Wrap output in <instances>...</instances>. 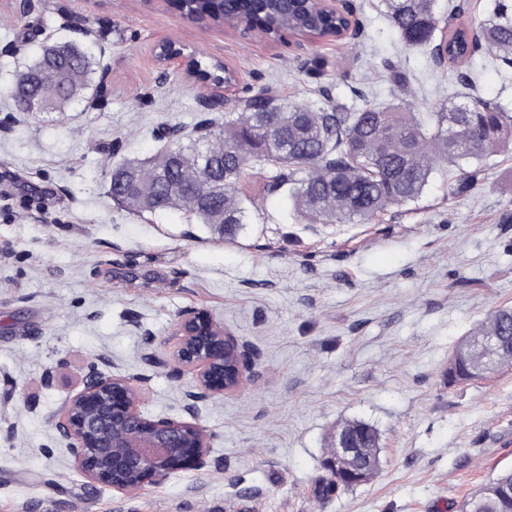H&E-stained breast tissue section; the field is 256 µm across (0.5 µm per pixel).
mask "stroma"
Segmentation results:
<instances>
[{
  "instance_id": "obj_1",
  "label": "stroma",
  "mask_w": 512,
  "mask_h": 512,
  "mask_svg": "<svg viewBox=\"0 0 512 512\" xmlns=\"http://www.w3.org/2000/svg\"><path fill=\"white\" fill-rule=\"evenodd\" d=\"M352 5L356 37L271 42L201 28L162 0H0V512H458L512 468V368L449 382L457 342L512 307V154L469 192L431 185L377 224H306L285 203L226 240L186 212L125 211L112 165L155 154L167 127L193 126L203 97L270 87L291 101L390 99L389 69L415 73V111L460 100L464 83L407 48L381 0ZM75 39L94 54L102 99L52 118L10 108L36 46ZM181 44L228 87L190 80L155 47ZM476 92L512 113V74L475 56ZM204 311L251 362L241 392L197 397L191 373L160 365L183 314ZM137 377L149 417L195 418L206 467L123 495L89 486L56 429L90 368ZM380 435V466L322 500L339 424Z\"/></svg>"
}]
</instances>
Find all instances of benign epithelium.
I'll list each match as a JSON object with an SVG mask.
<instances>
[{"mask_svg": "<svg viewBox=\"0 0 512 512\" xmlns=\"http://www.w3.org/2000/svg\"><path fill=\"white\" fill-rule=\"evenodd\" d=\"M162 63L183 59L191 76L229 86L228 72L211 76L197 72L196 64L174 42L156 47ZM177 343L171 361L176 372L194 374L197 395L206 397L242 391L249 381L250 362L238 342L224 333V326L196 312H189L176 329ZM141 388L136 379L90 370L82 388L61 406L57 429L68 441L75 467L92 484L131 494L160 485L188 466L207 464L210 434L197 422L184 418H147L139 410ZM356 453L351 437L335 438L324 460L331 471Z\"/></svg>", "mask_w": 512, "mask_h": 512, "instance_id": "benign-epithelium-1", "label": "benign epithelium"}]
</instances>
